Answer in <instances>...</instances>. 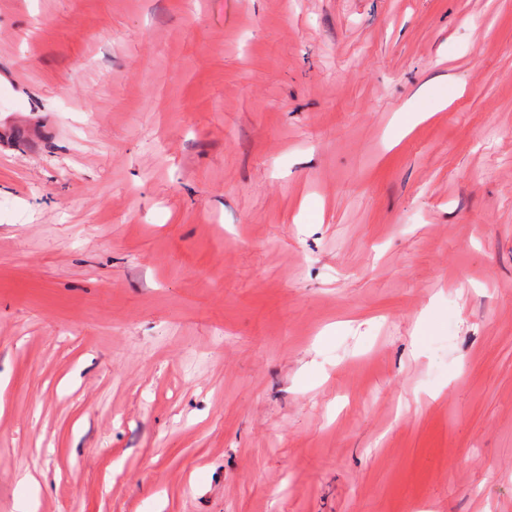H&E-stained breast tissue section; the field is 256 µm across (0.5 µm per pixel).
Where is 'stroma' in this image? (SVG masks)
Returning <instances> with one entry per match:
<instances>
[{"instance_id":"35a3bbf8","label":"stroma","mask_w":512,"mask_h":512,"mask_svg":"<svg viewBox=\"0 0 512 512\" xmlns=\"http://www.w3.org/2000/svg\"><path fill=\"white\" fill-rule=\"evenodd\" d=\"M0 512H512V0H0Z\"/></svg>"}]
</instances>
